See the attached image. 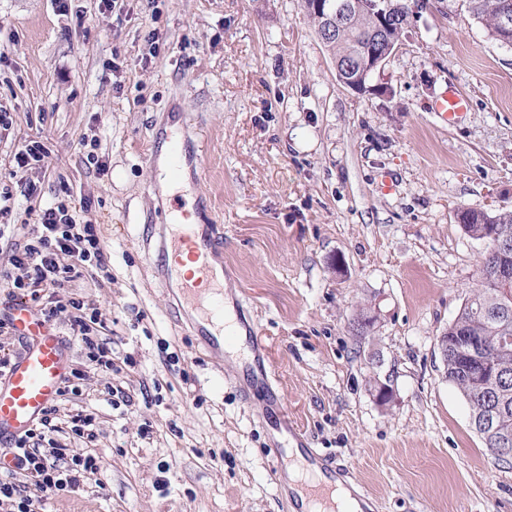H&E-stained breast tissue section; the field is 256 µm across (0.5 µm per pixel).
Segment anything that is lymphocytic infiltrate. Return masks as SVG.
<instances>
[{
	"label": "lymphocytic infiltrate",
	"instance_id": "f902f5d3",
	"mask_svg": "<svg viewBox=\"0 0 512 512\" xmlns=\"http://www.w3.org/2000/svg\"><path fill=\"white\" fill-rule=\"evenodd\" d=\"M78 212L74 201L60 199L40 209L33 223L0 225V239L12 241L6 262L0 264V285L12 299L36 307L47 323L66 320L84 353L64 380L61 399L81 395V383L90 373L117 375L130 363L115 355L97 305L69 292L84 273L107 267L95 226L80 222ZM95 421L92 410L66 413L59 403L51 405L31 429L11 441L17 470L0 474V505H8L9 512H41L48 499L78 488L85 478L105 483L106 469L98 456L73 452L57 439L65 432L94 441Z\"/></svg>",
	"mask_w": 512,
	"mask_h": 512
}]
</instances>
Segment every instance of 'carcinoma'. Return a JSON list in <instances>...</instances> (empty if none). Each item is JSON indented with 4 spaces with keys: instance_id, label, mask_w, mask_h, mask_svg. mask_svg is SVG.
<instances>
[{
    "instance_id": "cac0c4a2",
    "label": "carcinoma",
    "mask_w": 512,
    "mask_h": 512,
    "mask_svg": "<svg viewBox=\"0 0 512 512\" xmlns=\"http://www.w3.org/2000/svg\"><path fill=\"white\" fill-rule=\"evenodd\" d=\"M468 12L482 24L489 35L499 43H512V31L504 32L500 20L506 13L512 15V0H463ZM374 11L361 9L349 15L344 28L332 34L324 46L339 65L358 61L374 45ZM459 221L465 232L477 240H486L491 234L508 236L507 263L512 264V211L489 213L466 209L459 213ZM502 261L497 252L490 250L480 261V278L476 287L470 289L454 320L445 330L448 341L457 342L459 335L469 331L481 339L484 349L482 362L506 377V382H495L485 378L484 383L490 399L504 406L495 421L496 435L483 436L485 444L496 459L511 463V458L501 455L497 437L512 438V344L503 346L500 339L512 337V284L504 287L492 279V269ZM464 350L457 349L448 354L444 365L446 379L460 391L465 399L474 393L473 380L462 372Z\"/></svg>"
}]
</instances>
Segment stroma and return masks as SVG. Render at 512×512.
Segmentation results:
<instances>
[{
	"instance_id": "1",
	"label": "stroma",
	"mask_w": 512,
	"mask_h": 512,
	"mask_svg": "<svg viewBox=\"0 0 512 512\" xmlns=\"http://www.w3.org/2000/svg\"><path fill=\"white\" fill-rule=\"evenodd\" d=\"M452 87L469 108L447 126L429 106ZM0 109L13 194L0 224L67 190L87 202L108 270L72 291L131 359L71 403L97 413L96 440L70 446L100 457L106 485L87 478L46 512H293L268 456L292 427L374 512H512V463L472 428L437 348L487 248L458 210H512V48L462 0H429L363 92L338 81L303 0H122L105 14L0 0ZM177 115L200 147L191 176L224 244V291L267 339L280 406L242 402L238 363L202 346L147 260L142 227L166 223L168 202L146 155ZM35 137L43 168L17 170ZM91 140L107 175L86 162ZM363 311L375 323L359 336ZM385 379L383 406L371 388ZM109 383L131 405L112 408Z\"/></svg>"
}]
</instances>
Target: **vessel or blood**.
<instances>
[{
	"instance_id": "1",
	"label": "vessel or blood",
	"mask_w": 512,
	"mask_h": 512,
	"mask_svg": "<svg viewBox=\"0 0 512 512\" xmlns=\"http://www.w3.org/2000/svg\"><path fill=\"white\" fill-rule=\"evenodd\" d=\"M466 107V99L451 91L434 105L433 111L438 118L451 123ZM158 137L169 145L168 178H177L184 165L198 160L199 155L186 136L163 129ZM171 214L172 223L161 225L155 238L146 242L154 257L152 265L164 285H176L181 302L196 310V331L208 351L223 356L225 338L210 330L211 325L224 320V283L214 270L215 264L224 260L220 243L212 225L192 222L190 213L179 207L172 208ZM184 256L196 265L194 273L186 276L177 268ZM11 317L16 330L28 337L30 343L7 375L0 376V442L24 433L39 420L57 400L70 369V356L61 336L36 317L27 303L15 302ZM247 332L254 363L249 385L271 389L266 338L252 325Z\"/></svg>"
}]
</instances>
